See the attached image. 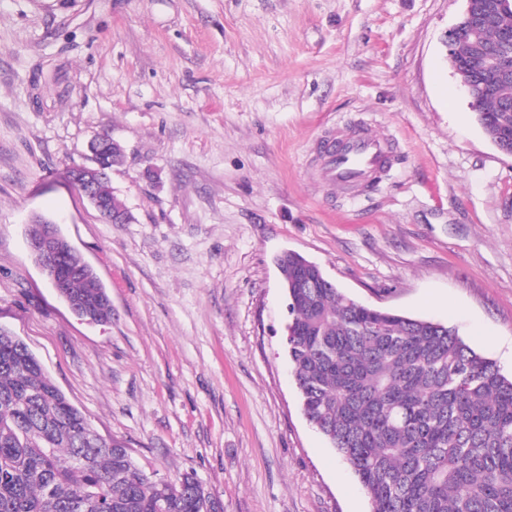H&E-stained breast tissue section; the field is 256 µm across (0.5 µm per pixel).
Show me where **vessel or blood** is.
Here are the masks:
<instances>
[{
  "instance_id": "b4317fda",
  "label": "vessel or blood",
  "mask_w": 512,
  "mask_h": 512,
  "mask_svg": "<svg viewBox=\"0 0 512 512\" xmlns=\"http://www.w3.org/2000/svg\"><path fill=\"white\" fill-rule=\"evenodd\" d=\"M316 150L327 181L342 191L369 187L395 160L389 138L360 125L329 130Z\"/></svg>"
}]
</instances>
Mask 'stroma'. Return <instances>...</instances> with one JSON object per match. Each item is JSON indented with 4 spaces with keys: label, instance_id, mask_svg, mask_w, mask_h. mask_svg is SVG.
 <instances>
[{
    "label": "stroma",
    "instance_id": "obj_1",
    "mask_svg": "<svg viewBox=\"0 0 512 512\" xmlns=\"http://www.w3.org/2000/svg\"><path fill=\"white\" fill-rule=\"evenodd\" d=\"M464 0H0V327L103 437L224 512H371L303 416L275 263L458 329L512 375V156L446 59ZM362 125L396 148L363 192L316 144ZM125 152L104 223L67 180ZM59 224L112 300L87 323L30 255Z\"/></svg>",
    "mask_w": 512,
    "mask_h": 512
}]
</instances>
